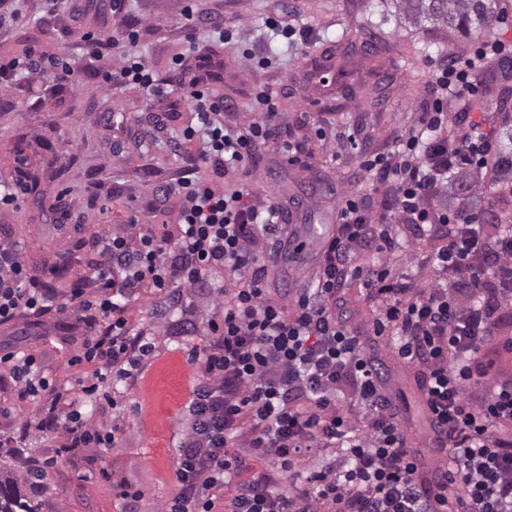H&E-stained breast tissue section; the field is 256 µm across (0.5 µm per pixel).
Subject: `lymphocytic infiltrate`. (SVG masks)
<instances>
[{
  "label": "lymphocytic infiltrate",
  "mask_w": 512,
  "mask_h": 512,
  "mask_svg": "<svg viewBox=\"0 0 512 512\" xmlns=\"http://www.w3.org/2000/svg\"><path fill=\"white\" fill-rule=\"evenodd\" d=\"M511 57V41L485 40L438 64L417 127L391 154L360 161L374 183L391 187L390 218L377 219L364 197L344 193L314 282L276 301L266 284L287 218L280 207L255 202L248 178L264 149L296 164L301 148L277 125L276 96L262 87L254 92L256 115L225 126L214 89L219 76L209 55L196 56L194 77L180 86L196 121L176 138L204 174L160 189L181 200L176 241L150 231L97 238L111 257L90 276L98 293L87 296L79 285L69 299L72 310L101 319L73 359L92 367L77 380L81 399L92 400L109 380L131 378L152 350L130 326L126 299L143 288L157 295L193 288L217 270L228 276L202 328L208 344L194 356L200 377L186 408L176 489L161 512H512V224L436 203L449 177L467 168L492 171V191L512 190L492 132L454 109L475 94L478 70ZM24 73L67 85L74 69L69 57L34 49L0 61V77ZM101 85H134L156 100L170 93L138 53L121 56ZM393 224L440 233L422 266L425 284L404 282L382 264H357V255L396 248ZM350 284L374 308V335L399 361L423 369L434 443L452 462L433 480L420 479L375 359L336 313ZM52 305L47 288L0 247V324ZM4 359L23 393H49L44 414L59 426L64 447L114 444V432L87 426L81 399L51 392L33 356ZM321 448L339 450L341 466L308 469ZM294 475L304 487H289Z\"/></svg>",
  "instance_id": "f902f5d3"
}]
</instances>
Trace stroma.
<instances>
[{
  "mask_svg": "<svg viewBox=\"0 0 512 512\" xmlns=\"http://www.w3.org/2000/svg\"><path fill=\"white\" fill-rule=\"evenodd\" d=\"M85 4L19 0L18 18L0 25V59L34 48L48 57L67 55L75 70L68 85L38 77L0 78V181L14 182L20 167L39 165L44 197L52 206L41 212L26 197L17 208L0 209V243L17 246L30 273L55 287L57 306L68 299L75 279L103 262L91 247L94 236L126 231L132 221L156 235L177 236L179 198H159L154 191L194 173L190 162L176 155L173 141L193 112L172 98L152 101L138 89L101 88V73L116 65L123 49L98 57L81 49L84 32L104 40L115 34L109 6L92 15ZM189 5L196 12L191 44L184 28ZM126 10L128 22L140 30L138 52L164 80L178 83L170 62L190 46L223 60L224 79L215 89L224 98L225 124L239 123L251 111L255 87L276 94L278 122L302 146L303 161L292 165L264 152L252 189L258 201L292 211L289 231L308 247L280 246L269 274L275 299L310 286L322 245L337 228L340 192L364 195L377 210L388 202V194L359 167V155L393 151L417 124L434 64L468 46L448 30L408 20L400 0H127ZM271 17L295 29V37L271 31L266 24ZM216 21L235 28L236 47L214 40ZM42 26L52 29L53 39H42ZM336 50L357 58L374 55L371 68L353 76L365 94L345 101L339 112L327 102L331 72L306 67ZM498 71L495 63L481 71L480 94L459 109L489 118L502 147L505 120L512 118V75L504 78ZM391 233L398 241L393 253L380 259L366 253L360 263L380 260L392 275H418L430 239L413 240L402 225ZM223 285L224 276L217 273L200 287L184 289L176 301L146 290L129 299L130 322L152 342L153 352L134 379L118 383L115 400L101 398L82 408L89 425L118 427L113 447H62L56 433L40 429L42 398L20 397L10 364L0 363V438L8 447L54 461L49 481L33 489L40 512H125L117 495L121 484L142 491L138 512H158L175 489L176 446L199 377L189 351L205 348L199 324L212 315ZM88 332L69 309L38 318L24 313L0 325V354H34L56 391L74 399L76 380L87 368L70 359L81 353ZM364 345L381 367L388 394L398 398L414 366L393 360L376 337H365Z\"/></svg>",
  "mask_w": 512,
  "mask_h": 512,
  "instance_id": "obj_1",
  "label": "stroma"
}]
</instances>
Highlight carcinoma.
Here are the masks:
<instances>
[{
    "label": "carcinoma",
    "mask_w": 512,
    "mask_h": 512,
    "mask_svg": "<svg viewBox=\"0 0 512 512\" xmlns=\"http://www.w3.org/2000/svg\"><path fill=\"white\" fill-rule=\"evenodd\" d=\"M403 3L407 14L414 20H426L463 36L488 26L500 9L499 0H403ZM348 66L349 63L342 62L336 68V93L341 95L353 92ZM22 178L36 203L44 204L40 169H27ZM11 458L10 453L0 451V512H39V504L25 493V486L33 484L35 479L46 481L48 471L37 468L18 474L11 468Z\"/></svg>",
    "instance_id": "obj_1"
}]
</instances>
